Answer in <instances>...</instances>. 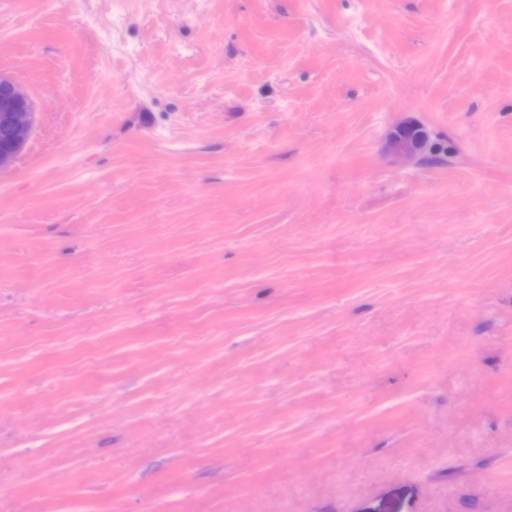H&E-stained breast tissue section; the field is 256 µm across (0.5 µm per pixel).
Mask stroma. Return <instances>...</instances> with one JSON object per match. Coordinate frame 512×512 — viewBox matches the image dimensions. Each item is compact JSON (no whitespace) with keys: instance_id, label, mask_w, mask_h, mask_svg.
I'll return each mask as SVG.
<instances>
[{"instance_id":"35a3bbf8","label":"stroma","mask_w":512,"mask_h":512,"mask_svg":"<svg viewBox=\"0 0 512 512\" xmlns=\"http://www.w3.org/2000/svg\"><path fill=\"white\" fill-rule=\"evenodd\" d=\"M0 73V512H512V0H0ZM36 106L17 80L0 74V173L12 168L28 144L35 125ZM0 135V145L2 143ZM431 144L428 129L414 121H403L396 124L388 137V151L397 157L407 160H423Z\"/></svg>"}]
</instances>
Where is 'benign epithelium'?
Wrapping results in <instances>:
<instances>
[{"label": "benign epithelium", "instance_id": "benign-epithelium-1", "mask_svg": "<svg viewBox=\"0 0 512 512\" xmlns=\"http://www.w3.org/2000/svg\"><path fill=\"white\" fill-rule=\"evenodd\" d=\"M36 106L17 80L0 74V173L12 168L28 144L35 125ZM431 144L428 129L414 121L396 124L388 137V151L407 160H423Z\"/></svg>", "mask_w": 512, "mask_h": 512}]
</instances>
